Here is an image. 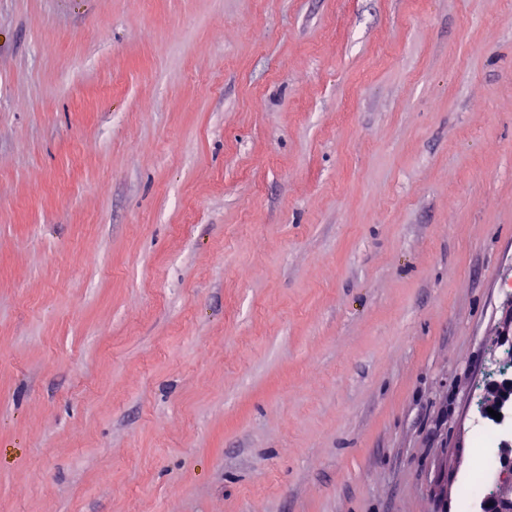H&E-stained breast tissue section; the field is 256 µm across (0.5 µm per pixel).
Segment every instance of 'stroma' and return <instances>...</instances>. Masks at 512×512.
<instances>
[{"label": "stroma", "mask_w": 512, "mask_h": 512, "mask_svg": "<svg viewBox=\"0 0 512 512\" xmlns=\"http://www.w3.org/2000/svg\"><path fill=\"white\" fill-rule=\"evenodd\" d=\"M512 317V0H0V512H463Z\"/></svg>", "instance_id": "1"}]
</instances>
